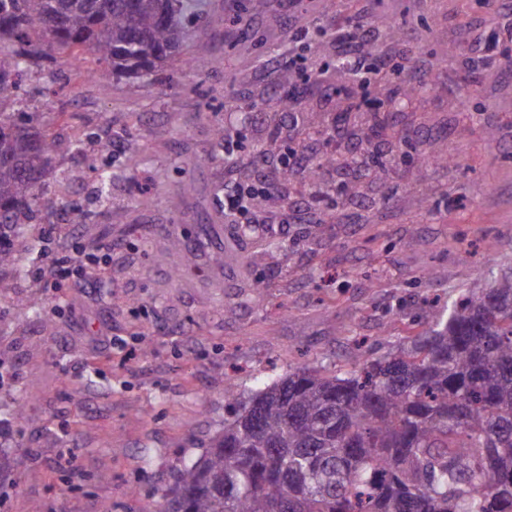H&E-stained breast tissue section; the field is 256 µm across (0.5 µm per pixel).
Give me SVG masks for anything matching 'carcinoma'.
I'll use <instances>...</instances> for the list:
<instances>
[{
	"instance_id": "obj_1",
	"label": "carcinoma",
	"mask_w": 512,
	"mask_h": 512,
	"mask_svg": "<svg viewBox=\"0 0 512 512\" xmlns=\"http://www.w3.org/2000/svg\"><path fill=\"white\" fill-rule=\"evenodd\" d=\"M208 22L193 0H0V42L20 45L0 58V271L21 273V219L71 147L16 112L24 60L89 46L132 77ZM429 317L346 370L296 367L245 396L226 381L224 429L142 512H512V269Z\"/></svg>"
}]
</instances>
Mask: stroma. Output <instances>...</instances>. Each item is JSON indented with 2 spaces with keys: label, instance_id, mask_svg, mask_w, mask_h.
<instances>
[{
  "label": "stroma",
  "instance_id": "obj_1",
  "mask_svg": "<svg viewBox=\"0 0 512 512\" xmlns=\"http://www.w3.org/2000/svg\"><path fill=\"white\" fill-rule=\"evenodd\" d=\"M204 2L211 23L159 72L91 81L89 52L77 68L60 50L30 63L33 126L74 148L41 178L23 226L38 246L0 292V419L20 403L35 420L0 437L15 460L0 512H141L223 427L227 376L250 390L302 364L342 367L362 337L382 355L425 326L424 298L486 287L512 262V12L494 0ZM355 16L372 24L357 75L331 37ZM287 70L299 91L288 108ZM219 124L239 140L233 159ZM411 146L448 162L418 164ZM293 151L334 162L285 180ZM351 171L355 195L337 196ZM253 184L268 190L255 223L226 224L225 190ZM315 192L327 214L292 221ZM66 214L90 221L64 227ZM182 250L192 261L174 279ZM82 251L111 271L96 290L38 282L45 257Z\"/></svg>",
  "mask_w": 512,
  "mask_h": 512
}]
</instances>
